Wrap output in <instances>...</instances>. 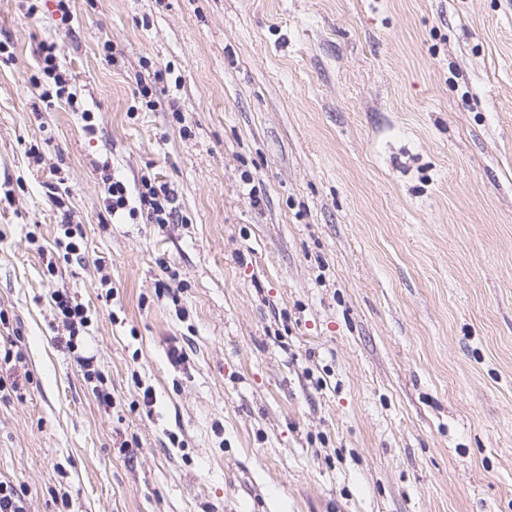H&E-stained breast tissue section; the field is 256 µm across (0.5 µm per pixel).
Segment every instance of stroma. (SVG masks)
Wrapping results in <instances>:
<instances>
[{"mask_svg":"<svg viewBox=\"0 0 512 512\" xmlns=\"http://www.w3.org/2000/svg\"><path fill=\"white\" fill-rule=\"evenodd\" d=\"M56 5L0 0L27 512H512V0ZM44 41L75 101L31 87ZM103 163L177 222L112 220ZM141 187L137 191V206L129 208V214L134 216L140 211L145 214L146 220L151 224H171L178 214L174 206V197L166 184H157L156 178L143 176ZM52 303L57 310L58 318L61 319L62 325L69 333L67 343L73 345L79 335V327L86 328L85 308L82 304L72 301L68 296L59 292L52 296Z\"/></svg>","mask_w":512,"mask_h":512,"instance_id":"obj_1","label":"stroma"}]
</instances>
